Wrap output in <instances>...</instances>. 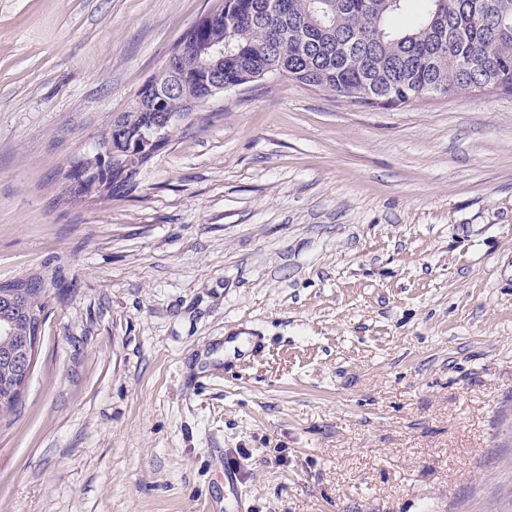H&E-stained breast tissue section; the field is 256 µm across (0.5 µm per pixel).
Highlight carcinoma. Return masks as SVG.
I'll return each instance as SVG.
<instances>
[{"label":"carcinoma","instance_id":"carcinoma-1","mask_svg":"<svg viewBox=\"0 0 512 512\" xmlns=\"http://www.w3.org/2000/svg\"><path fill=\"white\" fill-rule=\"evenodd\" d=\"M224 10L201 17L182 36L175 70L162 76L167 92L136 93L100 135L128 164L112 161L108 196L131 193L137 174L160 146L149 142L169 117L185 116L207 95L197 49L224 46V90L279 74L341 94L352 103L369 90L371 105L413 102L428 92L466 93L495 79L512 86V0H223ZM39 277L0 283V328H21L28 312H45ZM12 365L0 362V414Z\"/></svg>","mask_w":512,"mask_h":512}]
</instances>
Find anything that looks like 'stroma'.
I'll return each instance as SVG.
<instances>
[{
	"label": "stroma",
	"mask_w": 512,
	"mask_h": 512,
	"mask_svg": "<svg viewBox=\"0 0 512 512\" xmlns=\"http://www.w3.org/2000/svg\"><path fill=\"white\" fill-rule=\"evenodd\" d=\"M214 0H0V283L51 289L0 512H512V93L266 79L68 174ZM265 339L239 354L244 333Z\"/></svg>",
	"instance_id": "1"
}]
</instances>
